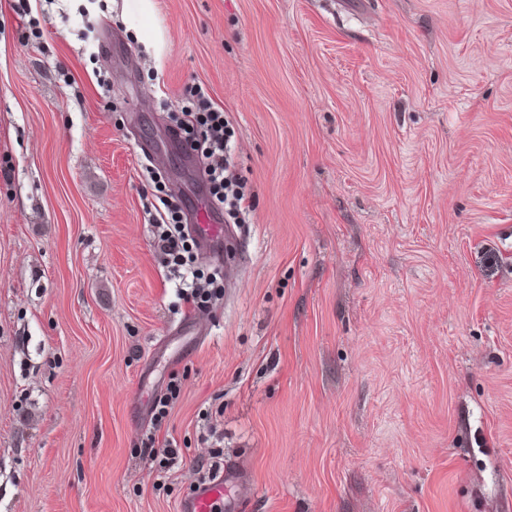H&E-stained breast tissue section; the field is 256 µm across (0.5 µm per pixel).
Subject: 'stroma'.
I'll use <instances>...</instances> for the list:
<instances>
[{"mask_svg":"<svg viewBox=\"0 0 512 512\" xmlns=\"http://www.w3.org/2000/svg\"><path fill=\"white\" fill-rule=\"evenodd\" d=\"M197 82L254 204L204 305L146 212L207 203ZM218 450L223 512H512V0H0V512H179ZM148 442H145V448L148 449L149 455L153 459H159V463L165 468H173L179 462L180 452L174 441L166 440L163 447L155 448V438H148Z\"/></svg>","mask_w":512,"mask_h":512,"instance_id":"1","label":"stroma"}]
</instances>
